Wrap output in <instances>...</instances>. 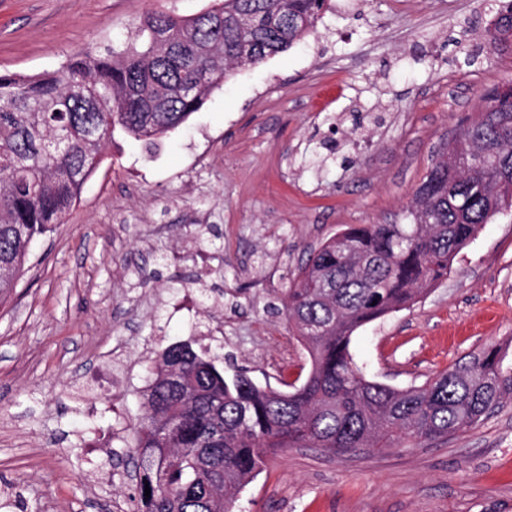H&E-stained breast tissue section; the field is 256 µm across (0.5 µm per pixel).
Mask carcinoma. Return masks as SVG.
Masks as SVG:
<instances>
[{"label":"carcinoma","instance_id":"obj_1","mask_svg":"<svg viewBox=\"0 0 512 512\" xmlns=\"http://www.w3.org/2000/svg\"><path fill=\"white\" fill-rule=\"evenodd\" d=\"M217 4L189 19L151 12L139 42L91 48L52 71L0 73V298L30 245L63 222L115 130L146 144L166 137L234 69L288 50L327 10V0ZM488 34L512 51V0ZM511 207L512 83L482 94L440 144L403 223L351 225L298 268L282 306L309 356L303 383L275 390L176 343L165 348L136 427L133 512H234L278 449L446 442L512 399V368L497 348L407 388L368 378L350 353L358 328L446 277L478 230Z\"/></svg>","mask_w":512,"mask_h":512}]
</instances>
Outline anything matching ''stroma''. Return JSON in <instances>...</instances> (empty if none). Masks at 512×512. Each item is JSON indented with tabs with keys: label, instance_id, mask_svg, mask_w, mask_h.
Listing matches in <instances>:
<instances>
[{
	"label": "stroma",
	"instance_id": "stroma-1",
	"mask_svg": "<svg viewBox=\"0 0 512 512\" xmlns=\"http://www.w3.org/2000/svg\"><path fill=\"white\" fill-rule=\"evenodd\" d=\"M209 2L0 0V72L57 69L146 13ZM492 18L488 0H330L315 31L235 69L177 131L115 133L0 302V512H130L147 370L170 344L274 388L307 374L281 296L327 239L398 221L441 137L512 79ZM491 347L512 367L511 210L350 352L405 388ZM236 512H512V400L445 443L285 449Z\"/></svg>",
	"mask_w": 512,
	"mask_h": 512
}]
</instances>
